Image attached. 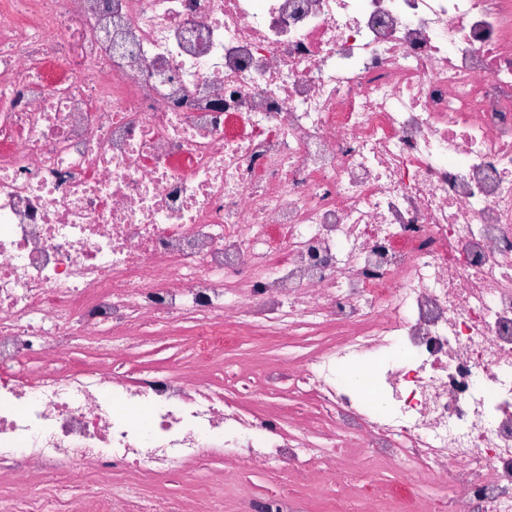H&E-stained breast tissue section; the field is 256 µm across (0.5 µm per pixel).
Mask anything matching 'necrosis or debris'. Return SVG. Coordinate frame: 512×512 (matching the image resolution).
Segmentation results:
<instances>
[{
    "label": "necrosis or debris",
    "instance_id": "1",
    "mask_svg": "<svg viewBox=\"0 0 512 512\" xmlns=\"http://www.w3.org/2000/svg\"><path fill=\"white\" fill-rule=\"evenodd\" d=\"M330 487L512 512V0H0V512ZM192 334V324H184L176 331L165 336H157L154 344L147 345L148 352L142 361L154 367H166L175 363L181 350Z\"/></svg>",
    "mask_w": 512,
    "mask_h": 512
}]
</instances>
